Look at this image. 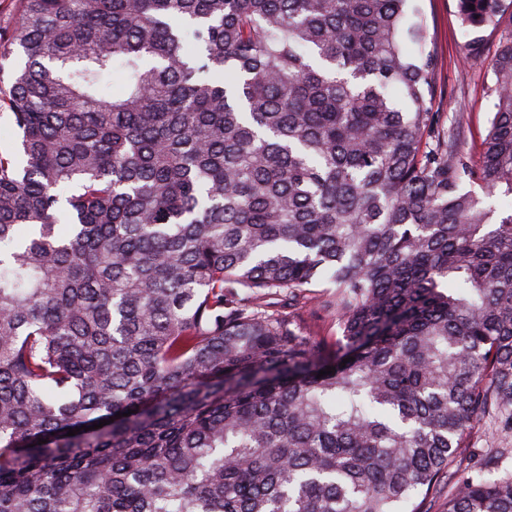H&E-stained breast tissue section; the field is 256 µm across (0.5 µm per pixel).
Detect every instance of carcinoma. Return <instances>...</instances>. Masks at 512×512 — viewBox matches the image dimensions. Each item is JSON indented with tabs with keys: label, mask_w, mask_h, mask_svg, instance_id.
<instances>
[{
	"label": "carcinoma",
	"mask_w": 512,
	"mask_h": 512,
	"mask_svg": "<svg viewBox=\"0 0 512 512\" xmlns=\"http://www.w3.org/2000/svg\"><path fill=\"white\" fill-rule=\"evenodd\" d=\"M457 9L467 34L503 24L504 0ZM407 20L18 0L0 512H425L445 487L446 512H512V14L463 56L493 79L476 164Z\"/></svg>",
	"instance_id": "cac0c4a2"
}]
</instances>
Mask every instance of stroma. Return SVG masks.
<instances>
[{"instance_id": "1", "label": "stroma", "mask_w": 512, "mask_h": 512, "mask_svg": "<svg viewBox=\"0 0 512 512\" xmlns=\"http://www.w3.org/2000/svg\"><path fill=\"white\" fill-rule=\"evenodd\" d=\"M409 7L426 24L437 60L433 107L444 115L446 125L463 121L465 134L458 146L470 159H478L492 112L491 75L485 67L462 62L465 37L456 0H411Z\"/></svg>"}]
</instances>
